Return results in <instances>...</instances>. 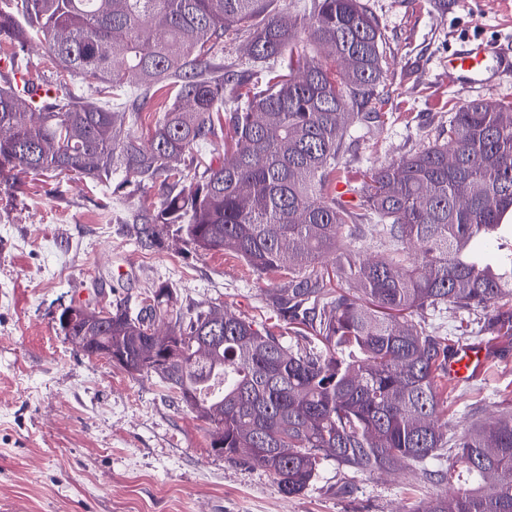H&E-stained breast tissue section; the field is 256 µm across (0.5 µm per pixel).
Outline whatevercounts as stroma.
Returning a JSON list of instances; mask_svg holds the SVG:
<instances>
[{
	"mask_svg": "<svg viewBox=\"0 0 512 512\" xmlns=\"http://www.w3.org/2000/svg\"><path fill=\"white\" fill-rule=\"evenodd\" d=\"M386 41L382 124L352 128L344 177L442 138L462 102L512 101V81L466 91L445 77L459 40L474 33L512 43V14L497 0H363ZM160 202L125 174L108 188L80 174L0 177V512H407L438 493L418 472H354L325 463L308 490L285 496L267 471L212 452L208 426L151 374H131L67 342L57 317L70 304H127L137 313L166 286L181 308L224 306L296 337L273 299L283 284L222 250L172 236L141 244L132 215ZM486 309L422 313L448 346L483 342L497 353L485 374L439 381L449 432L512 401V336L481 326Z\"/></svg>",
	"mask_w": 512,
	"mask_h": 512,
	"instance_id": "stroma-1",
	"label": "stroma"
}]
</instances>
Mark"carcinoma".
I'll return each mask as SVG.
<instances>
[{"mask_svg":"<svg viewBox=\"0 0 512 512\" xmlns=\"http://www.w3.org/2000/svg\"><path fill=\"white\" fill-rule=\"evenodd\" d=\"M273 3L0 0V45L13 48L0 56L20 66L14 49L41 37L56 68L54 93L39 103L3 77L0 175L76 171L104 185L131 172L140 186L160 183V205L134 216L140 241L174 226L202 251L224 249L287 279L275 303L306 328L302 349L220 306L185 312L167 288L137 316L118 304L97 324L118 367L156 375L211 426L216 454L246 456L294 496L328 461L418 468L444 451L448 469H424V481L451 484L460 466L468 483L410 512H512V408L448 434L436 383L448 345L403 317L485 309L512 294V248L491 231L512 212V102L461 104L443 142L367 172L355 210L336 193V167L350 129L380 118L384 34L360 0H308L290 17ZM226 39L247 41L255 68L217 61ZM76 78L100 98L78 95ZM159 83L173 101L142 143L131 134L140 96ZM222 111L235 149L201 172L179 168L215 135ZM365 222L380 227L388 252L340 253ZM158 323L172 336L159 367L150 357ZM487 329L512 336V311Z\"/></svg>","mask_w":512,"mask_h":512,"instance_id":"1","label":"carcinoma"}]
</instances>
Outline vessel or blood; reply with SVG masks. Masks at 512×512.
<instances>
[{"instance_id": "obj_1", "label": "vessel or blood", "mask_w": 512, "mask_h": 512, "mask_svg": "<svg viewBox=\"0 0 512 512\" xmlns=\"http://www.w3.org/2000/svg\"><path fill=\"white\" fill-rule=\"evenodd\" d=\"M512 76V50L483 39H470L448 57V84L470 89ZM491 352L487 347L467 343L452 348L442 373L449 383L462 384L479 377Z\"/></svg>"}]
</instances>
